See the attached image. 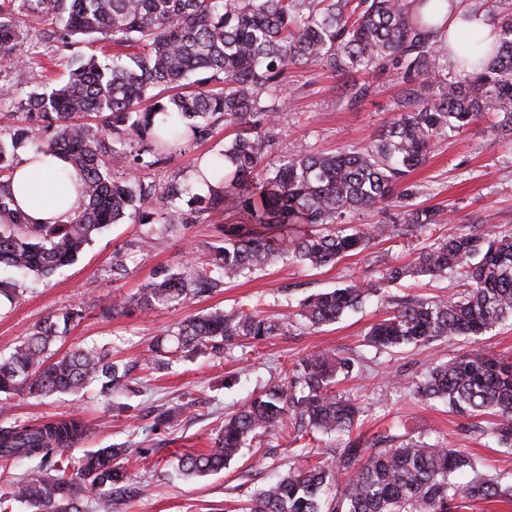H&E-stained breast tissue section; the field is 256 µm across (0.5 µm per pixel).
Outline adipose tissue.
<instances>
[{
	"label": "adipose tissue",
	"instance_id": "1",
	"mask_svg": "<svg viewBox=\"0 0 512 512\" xmlns=\"http://www.w3.org/2000/svg\"><path fill=\"white\" fill-rule=\"evenodd\" d=\"M10 191L28 223L66 224L78 214L80 196L68 176V164L44 146L24 150Z\"/></svg>",
	"mask_w": 512,
	"mask_h": 512
}]
</instances>
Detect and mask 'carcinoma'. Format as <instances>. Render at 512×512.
Instances as JSON below:
<instances>
[{
  "mask_svg": "<svg viewBox=\"0 0 512 512\" xmlns=\"http://www.w3.org/2000/svg\"><path fill=\"white\" fill-rule=\"evenodd\" d=\"M15 0H0V60L33 70L37 58L15 54L23 40L12 18ZM32 12L58 19L57 37L106 35L120 51L112 64L94 55L72 63L68 80L51 91H26L0 84L8 102L28 123L8 127L0 138V265L20 274L47 276L75 260L108 224L139 220L174 230L193 214L218 221L223 245L204 266L192 265L115 300L108 316L129 315L180 304L210 293L276 260L321 268L367 249L372 234L343 227L361 208L399 210L400 224H385L380 235L437 224L442 210L413 203L420 193L408 176L423 165L446 135L499 115V133L512 135V13L497 21L495 42L475 33L459 72L443 74L448 43L429 35L441 0H26ZM316 65L337 76L394 67L403 70L406 89L397 116L369 145L336 153L298 149L272 167V136L287 107L288 68ZM194 72L207 74L206 90L165 96ZM371 85L351 84L346 96L356 105ZM44 122L48 148L62 153L78 181L80 212L69 224H29L15 207L2 178L17 163L15 150L28 144L30 123ZM217 121L238 126L201 173L220 190L195 197L194 212L177 200L186 185L159 187L138 171L168 158L209 134ZM137 144L135 166L121 177L107 160L114 145ZM311 227L309 231L301 226ZM448 271L466 280L464 295L426 301L390 298L393 310L373 324L368 346L393 349L438 338L479 336L512 320V234L481 225L421 250L411 265L388 264L380 284H352L305 297L299 317L310 329L332 324L382 286L404 279L436 277ZM84 318L80 307L46 317L6 357H0V397L27 392L40 397L77 393L90 385L106 397L135 393L131 368L96 347H78L55 356L52 347ZM288 323L266 315L259 305H239L189 316L150 348L147 362L162 369L174 353L201 354L222 361L228 350L258 344L286 332ZM356 360L338 352H313L292 363L282 383L224 419L211 448L178 460L187 477L219 472L259 435L275 431L309 445L351 436L363 408L336 395L340 374ZM425 400L448 402L467 416L495 418L492 435L512 447V357L459 352L435 363L416 383ZM188 407L166 408L156 422L174 425ZM88 433L76 416L46 417L36 423L0 425V457L26 461V474L0 486V512L14 504L29 512H114L116 501L135 488L128 466L149 457L147 448L114 445L75 459L74 443ZM475 476L459 484L456 475ZM512 503V482L477 473V462L458 448L425 438L385 431L369 440L349 439L337 456L317 465L289 468L270 478L241 507L243 512H460L477 501Z\"/></svg>",
  "mask_w": 512,
  "mask_h": 512,
  "instance_id": "1",
  "label": "carcinoma"
}]
</instances>
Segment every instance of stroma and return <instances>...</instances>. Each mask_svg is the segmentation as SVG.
<instances>
[{
	"instance_id": "1",
	"label": "stroma",
	"mask_w": 512,
	"mask_h": 512,
	"mask_svg": "<svg viewBox=\"0 0 512 512\" xmlns=\"http://www.w3.org/2000/svg\"><path fill=\"white\" fill-rule=\"evenodd\" d=\"M15 18L23 26L24 40L17 50L52 57L55 61L48 85L67 80L69 64L77 54L90 53L87 43L71 46L43 37L50 24L16 6ZM372 83L373 94L350 106L344 97V82ZM288 110L273 131L270 163L295 149L328 152L369 144L399 112L405 85L400 74L387 69L347 77L325 73L316 66L290 69ZM496 118L488 113L467 128L439 141L428 163L412 174L421 187L420 203L449 209L448 221L428 225L416 235L378 236L361 253L313 270L281 259L214 293L190 298L183 305L159 307L132 316H106L104 303L136 293L167 272L211 259L218 238L209 219L200 217L172 232L155 236L150 252H142L145 225L112 224L97 234L70 265L48 277L19 278L0 266V279L16 282L14 299H0V355H8L23 338L50 314L79 305L85 319L68 334L63 347L96 346L107 349L113 360L136 362L133 372L141 392L133 397L114 393L99 396L96 388L83 393L57 394L49 398L17 396L1 414L4 420L35 423L49 415L80 416L90 434L74 457L89 449L130 442L151 451V470L131 467L140 493L120 501L115 512H225L233 502L247 499L261 489L276 470L297 462L291 438L265 433L260 438L268 455L242 450L223 471L202 478H187L177 472L179 457L198 454L211 446V439L224 417L239 408L253 393L277 384L292 360L315 350H338L356 355L360 364L352 378L340 381L338 393L358 399L367 408L363 432L373 436L391 422L402 421L412 436L441 441L473 455L478 469L488 477L512 478V448L486 435L488 417H467L449 412L444 401L423 402L414 398L409 385L418 381L431 363L458 350L512 354V322L485 335L465 341L437 340L431 344L379 350L367 346L364 336L370 326L390 310L387 295H410L433 299L463 292V280L451 273L433 280H403L388 285L386 295L369 298L356 311L332 325L311 333L299 326L257 347H237L224 361L197 355L174 359L168 368L155 370L145 357L157 337L165 335L184 318L224 309L242 301L257 300L267 313L294 317L299 302L311 293L336 288L359 277L379 281L386 262L413 260L420 249L448 236L470 232L482 224L512 234V137L500 135ZM234 134L223 126L213 128L204 140L185 153L173 155L166 164L142 170L143 180L164 184L179 180L195 184V166L200 155L223 150ZM194 401V416L177 427L156 425L153 410L178 401Z\"/></svg>"
}]
</instances>
